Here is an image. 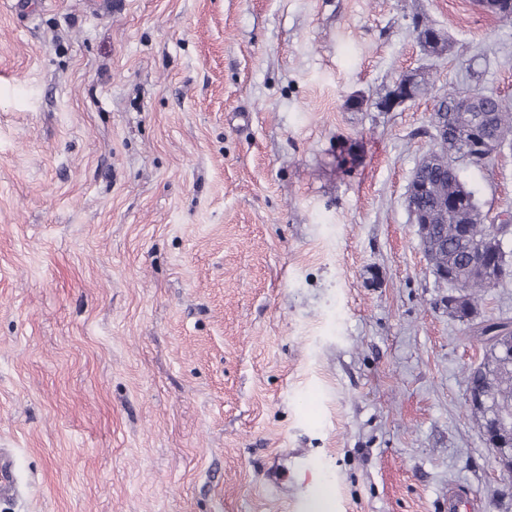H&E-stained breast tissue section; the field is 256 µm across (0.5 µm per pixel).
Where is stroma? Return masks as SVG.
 <instances>
[{
	"label": "stroma",
	"instance_id": "stroma-1",
	"mask_svg": "<svg viewBox=\"0 0 512 512\" xmlns=\"http://www.w3.org/2000/svg\"><path fill=\"white\" fill-rule=\"evenodd\" d=\"M0 0V512H512L465 403L512 280L448 312L407 208L474 0ZM428 18L435 48L417 39ZM410 99L385 107L399 82ZM460 178L512 213V143Z\"/></svg>",
	"mask_w": 512,
	"mask_h": 512
}]
</instances>
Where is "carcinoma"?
I'll return each instance as SVG.
<instances>
[{
  "instance_id": "obj_1",
  "label": "carcinoma",
  "mask_w": 512,
  "mask_h": 512,
  "mask_svg": "<svg viewBox=\"0 0 512 512\" xmlns=\"http://www.w3.org/2000/svg\"><path fill=\"white\" fill-rule=\"evenodd\" d=\"M486 11L502 22L512 23V0H492ZM435 106L448 113V127L454 135L429 154V166L421 175L424 189L415 193L414 201L422 222L427 224L422 244L430 262L448 273L450 287L462 292L458 297H448V310L464 321L476 302L500 280L481 249L490 229L476 223L480 207L460 180L457 162L484 165L477 142L471 140L473 128L479 127L481 139L512 133V112L492 94L453 86L437 97ZM485 385L495 411L512 415V366L494 367Z\"/></svg>"
}]
</instances>
